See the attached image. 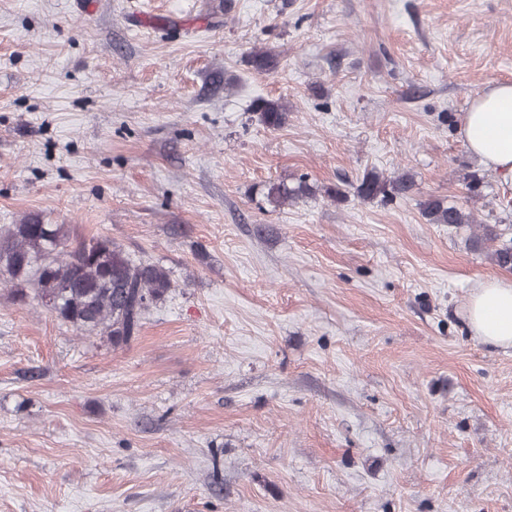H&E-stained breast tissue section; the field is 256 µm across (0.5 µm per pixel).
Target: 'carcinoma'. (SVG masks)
Here are the masks:
<instances>
[{
	"label": "carcinoma",
	"mask_w": 512,
	"mask_h": 512,
	"mask_svg": "<svg viewBox=\"0 0 512 512\" xmlns=\"http://www.w3.org/2000/svg\"><path fill=\"white\" fill-rule=\"evenodd\" d=\"M249 63L264 73L277 67L278 56L267 49H255ZM253 112L270 129H279L288 121V107L279 100L262 99L254 104ZM414 187V178L408 173L388 178L368 171L355 187V194L362 201L390 204L408 197ZM312 192L301 178L292 186L268 184L265 197L279 207ZM422 214L431 224L472 228L471 248L489 249L495 265L512 269V237L502 238L496 226L441 198L423 202ZM2 266L9 272L4 284L14 294L24 298L30 291L40 300H53L50 310L57 318L105 339L114 348L137 337L146 314L173 288L164 266L133 259L109 238L80 236L67 224H44L36 217L0 229Z\"/></svg>",
	"instance_id": "obj_1"
}]
</instances>
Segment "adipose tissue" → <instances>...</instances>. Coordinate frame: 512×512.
<instances>
[{
    "label": "adipose tissue",
    "instance_id": "1",
    "mask_svg": "<svg viewBox=\"0 0 512 512\" xmlns=\"http://www.w3.org/2000/svg\"><path fill=\"white\" fill-rule=\"evenodd\" d=\"M461 134L470 153L494 173L512 180V83H489L462 117ZM470 330L483 343L512 347V280L479 282L467 306Z\"/></svg>",
    "mask_w": 512,
    "mask_h": 512
}]
</instances>
